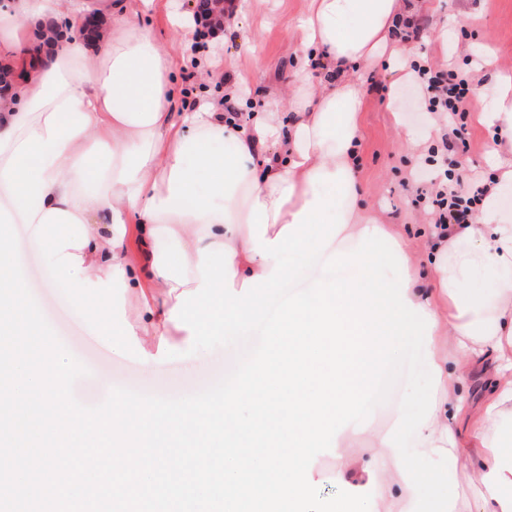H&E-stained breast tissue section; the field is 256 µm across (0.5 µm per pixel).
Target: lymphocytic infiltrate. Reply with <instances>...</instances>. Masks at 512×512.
Returning a JSON list of instances; mask_svg holds the SVG:
<instances>
[{
    "label": "lymphocytic infiltrate",
    "instance_id": "obj_1",
    "mask_svg": "<svg viewBox=\"0 0 512 512\" xmlns=\"http://www.w3.org/2000/svg\"><path fill=\"white\" fill-rule=\"evenodd\" d=\"M411 82L426 110L452 117L454 124L442 139V153L436 161L432 191L417 193L423 210L439 237H446L456 224L472 223L478 205L488 192L481 180L461 173L456 155L469 149V132L464 121L476 94L474 86L458 73L431 61L413 64Z\"/></svg>",
    "mask_w": 512,
    "mask_h": 512
}]
</instances>
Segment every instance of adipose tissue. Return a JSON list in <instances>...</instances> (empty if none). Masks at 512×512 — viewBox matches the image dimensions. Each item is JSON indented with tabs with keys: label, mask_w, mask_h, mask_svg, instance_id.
Returning a JSON list of instances; mask_svg holds the SVG:
<instances>
[{
	"label": "adipose tissue",
	"mask_w": 512,
	"mask_h": 512,
	"mask_svg": "<svg viewBox=\"0 0 512 512\" xmlns=\"http://www.w3.org/2000/svg\"><path fill=\"white\" fill-rule=\"evenodd\" d=\"M155 8V0H0V56L19 66L0 95V224L31 225L32 246L52 254V287L75 308L88 281L104 297L118 289L142 298L122 333L147 362L174 351L172 332L188 342L204 333L208 315L259 316L297 275L281 255L302 247L309 225H330L308 261L335 252L348 275L314 281L289 302L286 368L264 353L255 360L251 380L276 409L283 446L260 457L261 482L226 457L227 496L264 512H304L319 483L314 462L346 463L377 365L411 334L425 341L433 394L423 415L399 414L377 442L403 512H512V218L503 210L512 197V82L474 100L496 130L488 156L499 175L476 223L434 245L432 285L423 288L397 235L356 204L361 90L352 73L384 56L394 72L409 70L412 47L396 35L409 13L403 0H310L288 98L295 119L273 157L261 150L280 135L279 101L238 127L225 125L214 100L175 116L176 53L139 24ZM227 138L230 154L217 149ZM97 154L109 167L94 178ZM201 174L224 206L195 194ZM163 239L174 254L161 253ZM380 244L398 275L367 288ZM9 251L0 237V314L17 305L24 281ZM477 371L486 388L472 404L463 383ZM446 461L477 484L475 499L436 479Z\"/></svg>",
	"instance_id": "adipose-tissue-1"
}]
</instances>
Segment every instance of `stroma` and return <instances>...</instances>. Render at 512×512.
Returning <instances> with one entry per match:
<instances>
[{
  "mask_svg": "<svg viewBox=\"0 0 512 512\" xmlns=\"http://www.w3.org/2000/svg\"><path fill=\"white\" fill-rule=\"evenodd\" d=\"M306 0H267L248 12L238 15L234 24L208 35L194 30L187 36L175 37L170 16L192 17L195 6L191 0H161L157 12L145 15L142 22L162 39L177 38L179 64L172 81L175 91L174 109L184 112V100L220 99L224 83L208 82L201 78L196 67L199 49L215 50L223 57L222 73L239 77L249 85L244 112L265 111L273 93L288 91L294 82V56L300 41L296 21L304 12ZM478 9L484 23L475 29L460 30L458 48L443 53L438 48L439 28L448 16L459 10ZM415 18L427 19V27L415 41L413 60L436 59L449 68L469 71L479 93L491 95L495 84L483 72L472 68L470 44L477 43L491 50L499 61L501 72L512 75V0H417ZM356 78L363 88L362 128L358 142L356 167L357 205L376 223L398 231L405 244L415 252L418 276L429 282L432 263L426 246L432 227L423 211L412 205L411 192L415 187H429L431 169L423 163L429 148L440 146V138L410 142L405 129L424 130L435 123L434 115L423 111L406 112V99L414 92L408 83H396L395 74L387 63L360 67ZM471 134V150L461 155L463 169L492 181L496 169L487 160L492 140L490 127L475 119L467 121ZM16 262L24 269L28 283L37 284L43 315L66 338L68 351L88 361V373L74 384L75 398L86 405L102 403L120 380L140 378L160 385L167 396L192 394L198 382L207 381L224 364L233 362L238 348L220 347L211 351L188 354L187 344H179L178 358L161 359L145 365L137 348L124 352L113 351L110 340L92 333L88 320L102 313L93 297L97 289L85 283L84 293L89 302L83 312H76L67 294L58 288L41 287L48 277L51 253L49 250H29L12 246ZM421 340L404 336L398 342L388 366L402 371L401 389L390 407L389 418L379 420L367 408H359V424L351 439L362 460L374 459L379 436L391 431L394 417L406 411L424 410L431 396V381L420 354ZM316 468L322 482L313 494L311 512H328L332 505L341 503L346 489L337 476L335 457H321Z\"/></svg>",
  "mask_w": 512,
  "mask_h": 512,
  "instance_id": "obj_1",
  "label": "stroma"
}]
</instances>
